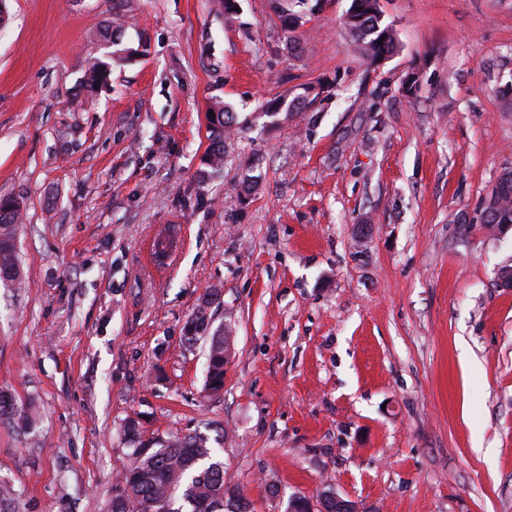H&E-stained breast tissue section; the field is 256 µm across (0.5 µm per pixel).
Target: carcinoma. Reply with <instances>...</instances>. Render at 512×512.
<instances>
[{
  "label": "carcinoma",
  "instance_id": "1",
  "mask_svg": "<svg viewBox=\"0 0 512 512\" xmlns=\"http://www.w3.org/2000/svg\"><path fill=\"white\" fill-rule=\"evenodd\" d=\"M126 0H112V22L100 33L101 41L110 42L112 54L119 60L132 61L143 56L134 48L120 47L119 29L125 26ZM284 8L278 12L283 28L292 33L303 26L306 17L315 13L321 0H281ZM360 10L353 21H344L354 51L364 60L376 63L391 57L399 48L393 25L382 19L380 0H359ZM110 64L99 60L86 71L84 83L90 89L108 84ZM332 85L320 82L306 85L289 104L273 100L266 105V115L275 117L282 111L308 112L331 96ZM210 120L209 147L205 164L214 171L224 168V142L229 134L232 117L217 103ZM502 202L503 213L512 221V176L500 177L495 187ZM21 216L20 202L0 197V281L19 284L22 273L15 252V224ZM226 337H211L207 357L204 388L211 396H220L224 389V359ZM29 419L25 407L15 397L0 391V420ZM248 512L249 503L239 490L224 480V463L218 459L209 439L197 433L177 437H155L141 448H134L132 462L112 485L108 512Z\"/></svg>",
  "mask_w": 512,
  "mask_h": 512
}]
</instances>
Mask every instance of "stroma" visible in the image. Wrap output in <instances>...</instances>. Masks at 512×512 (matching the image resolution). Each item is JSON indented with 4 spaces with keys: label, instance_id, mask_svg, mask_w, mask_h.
<instances>
[{
    "label": "stroma",
    "instance_id": "stroma-1",
    "mask_svg": "<svg viewBox=\"0 0 512 512\" xmlns=\"http://www.w3.org/2000/svg\"><path fill=\"white\" fill-rule=\"evenodd\" d=\"M350 3L295 48L272 0H128L122 43L148 54L90 91L112 0H10L0 196L23 202L24 282L0 284V391L34 416L0 422L15 512H104L130 417L223 432L251 512L326 488L362 512H512V231L479 221L512 168V0H381L399 49L373 65ZM320 81V111L266 116ZM217 100L236 124L208 173ZM225 336H211L204 388L209 396L219 397L224 389Z\"/></svg>",
    "mask_w": 512,
    "mask_h": 512
}]
</instances>
